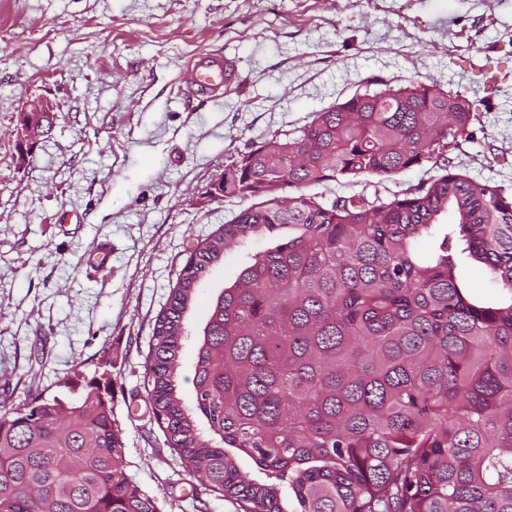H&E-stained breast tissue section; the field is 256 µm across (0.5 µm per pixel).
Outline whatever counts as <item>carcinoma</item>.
<instances>
[{
  "mask_svg": "<svg viewBox=\"0 0 512 512\" xmlns=\"http://www.w3.org/2000/svg\"><path fill=\"white\" fill-rule=\"evenodd\" d=\"M470 120L434 83L387 84L224 170V193L263 201L191 255L144 390L185 466L245 512H512V207L448 173L389 202L302 193L417 166ZM275 232L210 307L191 408L175 380L188 306L225 251ZM470 262L493 294L467 287ZM71 388L0 404V512H157L122 466L110 383Z\"/></svg>",
  "mask_w": 512,
  "mask_h": 512,
  "instance_id": "carcinoma-1",
  "label": "carcinoma"
}]
</instances>
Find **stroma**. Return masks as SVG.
<instances>
[{
	"mask_svg": "<svg viewBox=\"0 0 512 512\" xmlns=\"http://www.w3.org/2000/svg\"><path fill=\"white\" fill-rule=\"evenodd\" d=\"M236 58L219 102L183 97L199 53ZM472 107L447 157L389 178L308 187L318 203L389 201L443 172L512 201V0H0V399L110 378L124 469L159 512H242L188 471L144 399L154 328L195 248L256 203L213 183L251 144L393 81ZM55 112L28 164L22 108ZM112 245L106 270L85 263ZM226 251L188 321L236 280Z\"/></svg>",
	"mask_w": 512,
	"mask_h": 512,
	"instance_id": "1",
	"label": "stroma"
}]
</instances>
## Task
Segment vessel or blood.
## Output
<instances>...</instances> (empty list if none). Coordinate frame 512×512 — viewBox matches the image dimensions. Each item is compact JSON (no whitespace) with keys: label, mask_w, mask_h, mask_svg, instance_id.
Instances as JSON below:
<instances>
[{"label":"vessel or blood","mask_w":512,"mask_h":512,"mask_svg":"<svg viewBox=\"0 0 512 512\" xmlns=\"http://www.w3.org/2000/svg\"><path fill=\"white\" fill-rule=\"evenodd\" d=\"M187 72L189 94L206 100H223L239 79L236 60L220 53L194 56L188 63Z\"/></svg>","instance_id":"1"}]
</instances>
